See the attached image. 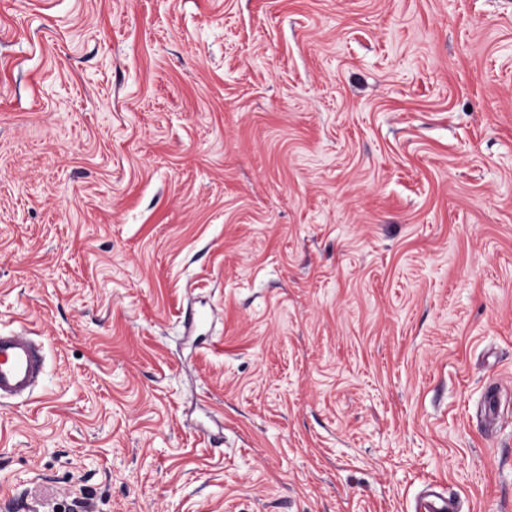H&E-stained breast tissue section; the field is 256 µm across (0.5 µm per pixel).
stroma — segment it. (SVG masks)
<instances>
[{"label": "stroma", "mask_w": 512, "mask_h": 512, "mask_svg": "<svg viewBox=\"0 0 512 512\" xmlns=\"http://www.w3.org/2000/svg\"><path fill=\"white\" fill-rule=\"evenodd\" d=\"M1 326L0 512H512V0H0ZM44 375L43 346L21 332L0 328V406L27 401ZM422 507L425 512H458V501L455 497L446 496L436 490L434 486H428Z\"/></svg>", "instance_id": "stroma-1"}]
</instances>
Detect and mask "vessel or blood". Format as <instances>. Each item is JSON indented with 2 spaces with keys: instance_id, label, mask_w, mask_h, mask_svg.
Listing matches in <instances>:
<instances>
[{
  "instance_id": "b4317fda",
  "label": "vessel or blood",
  "mask_w": 512,
  "mask_h": 512,
  "mask_svg": "<svg viewBox=\"0 0 512 512\" xmlns=\"http://www.w3.org/2000/svg\"><path fill=\"white\" fill-rule=\"evenodd\" d=\"M45 375L43 346L15 330L0 328V405L27 401ZM424 512H459L456 498L427 487Z\"/></svg>"
}]
</instances>
